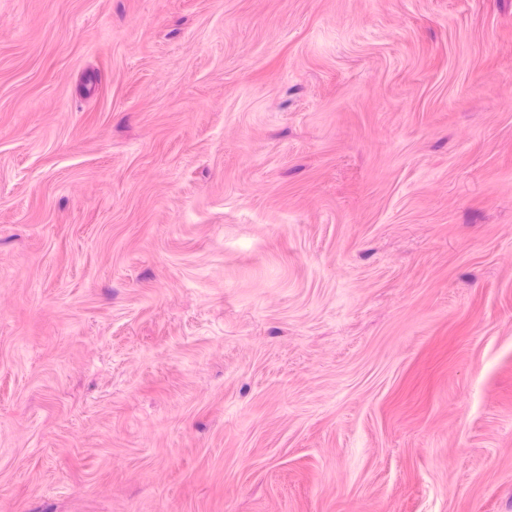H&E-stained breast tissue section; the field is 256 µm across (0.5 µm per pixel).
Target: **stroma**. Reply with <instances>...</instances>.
Returning a JSON list of instances; mask_svg holds the SVG:
<instances>
[{"label":"stroma","instance_id":"stroma-1","mask_svg":"<svg viewBox=\"0 0 512 512\" xmlns=\"http://www.w3.org/2000/svg\"><path fill=\"white\" fill-rule=\"evenodd\" d=\"M0 512H512V0H0Z\"/></svg>","mask_w":512,"mask_h":512}]
</instances>
